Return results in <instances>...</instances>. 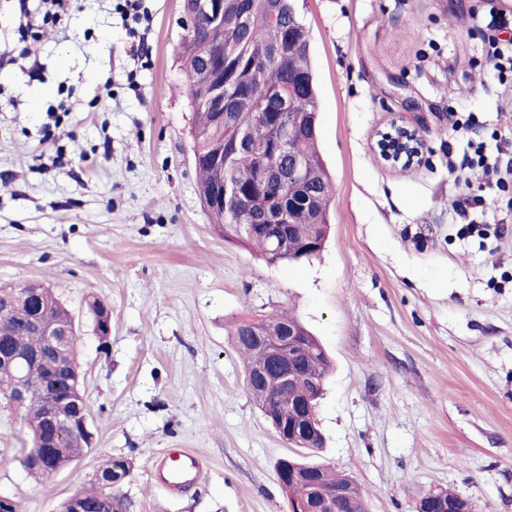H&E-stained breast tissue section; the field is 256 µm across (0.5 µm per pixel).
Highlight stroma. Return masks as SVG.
Instances as JSON below:
<instances>
[{
  "label": "stroma",
  "mask_w": 512,
  "mask_h": 512,
  "mask_svg": "<svg viewBox=\"0 0 512 512\" xmlns=\"http://www.w3.org/2000/svg\"><path fill=\"white\" fill-rule=\"evenodd\" d=\"M117 4L70 0L61 23L23 31L18 0H0V285L52 288L73 315L94 434L77 462L34 479L28 434L0 401V495L58 512L123 458L129 512H287L276 465L307 451L264 419L227 334L286 310L333 363L322 457L368 512H415L440 490L512 512V209L450 169L471 143L512 138L487 0H306L334 195L321 254L277 265L203 207L180 0H144L128 24ZM395 117L424 142L407 169L372 148ZM465 192L481 197L486 236L458 234ZM93 296L112 308L104 343ZM172 448L203 465L173 494L153 479Z\"/></svg>",
  "instance_id": "obj_1"
}]
</instances>
